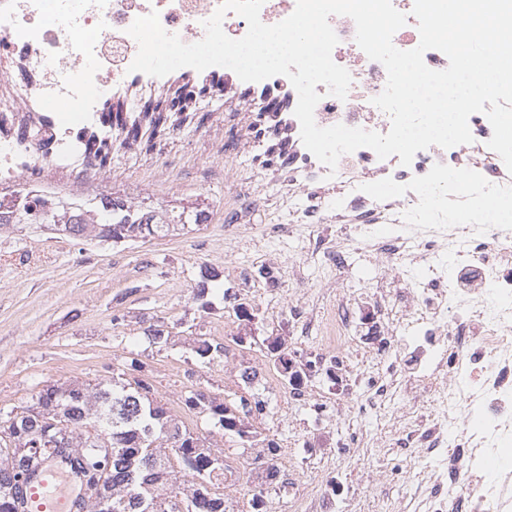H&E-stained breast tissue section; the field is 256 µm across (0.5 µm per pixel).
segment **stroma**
I'll use <instances>...</instances> for the list:
<instances>
[{"label":"stroma","mask_w":512,"mask_h":512,"mask_svg":"<svg viewBox=\"0 0 512 512\" xmlns=\"http://www.w3.org/2000/svg\"><path fill=\"white\" fill-rule=\"evenodd\" d=\"M270 125L245 105L229 103L206 113L204 121L113 153L112 195L158 212L204 210V223L168 237L116 244L54 235L39 224L0 227V410L26 405L43 386L75 377L122 383L139 377L151 383L180 425L208 435L212 422L186 409L182 397L198 389L221 399L231 382L222 359L201 364L195 340L232 344L247 330L233 306L247 302L256 315L248 329L254 336L283 337L289 350L321 360L325 368L305 382V395L296 400L259 349L244 354L261 371L253 392L264 404L262 430L279 440L288 469L287 483L264 488L270 512H297L300 493L323 502L325 512H395L394 501L407 486L393 477L394 437L383 422L424 395L402 396L376 416L355 409L378 379L381 359L395 355L397 345L374 310L377 283L393 280L395 272L359 255L338 270L304 262L300 249L308 245V234L284 239L266 232L283 219L273 192H254L242 201L229 191L227 162L244 160L258 174L287 166V158L266 155ZM246 126L249 146L241 139ZM159 161L174 171V180L136 184L138 172ZM228 223L239 227V246L232 250L224 247ZM204 267L218 274L208 295L213 307L206 311L193 299ZM340 290L356 317L348 343L339 349L327 337L301 335L299 312L314 310L331 320ZM117 312L122 319L116 323ZM155 321L168 326L173 343L148 341L144 328ZM134 359L141 370L132 369ZM354 375L362 379L356 391L348 386ZM358 433L369 452L348 456L343 448ZM256 453L237 436H225L224 461L236 477L224 490L230 512H248Z\"/></svg>","instance_id":"35a3bbf8"}]
</instances>
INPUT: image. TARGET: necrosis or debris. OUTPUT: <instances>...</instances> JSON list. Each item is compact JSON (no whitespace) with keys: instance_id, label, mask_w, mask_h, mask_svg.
Instances as JSON below:
<instances>
[{"instance_id":"4bbe7bcc","label":"necrosis or debris","mask_w":512,"mask_h":512,"mask_svg":"<svg viewBox=\"0 0 512 512\" xmlns=\"http://www.w3.org/2000/svg\"><path fill=\"white\" fill-rule=\"evenodd\" d=\"M221 0H0V123L23 124L26 138L0 133V201L57 198L33 171L61 172L73 188L102 182L87 140L98 131L99 104L122 99L139 107L141 92L168 89L169 77L129 72L138 52L127 30L158 12L162 27L187 44L202 40L203 23ZM339 38L333 61L352 77L346 99L317 85L314 111L322 127L343 124L381 134L390 116L372 100L385 88L384 66L358 46L353 20L332 16ZM28 71L25 81L15 70ZM248 94L250 111L277 115L290 162L273 170L275 191L289 225L316 232L308 259L343 266L350 251L385 257L400 286L378 289V308L392 318L403 307L399 360L381 363L373 393L358 410L374 413L397 391L426 385L431 406L416 408L398 431L396 476L427 466L409 494L417 512H512V221L494 215V202L512 198V173L488 141L485 114L469 118L473 141L418 151L410 165L398 156L379 159L363 147L329 171L303 145L294 115L298 95L287 77L245 82L224 72V90L211 104L223 111L226 95ZM60 104L75 106L66 117Z\"/></svg>"}]
</instances>
